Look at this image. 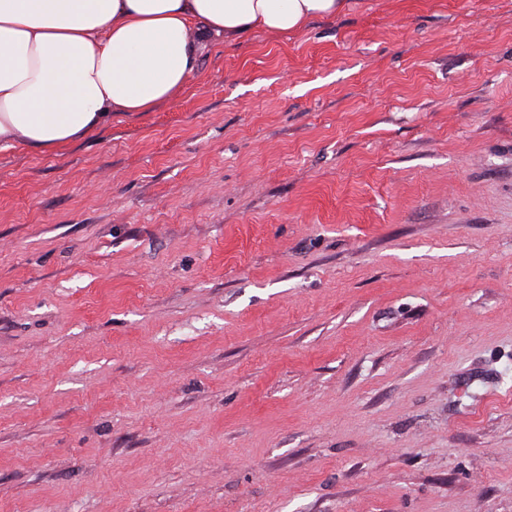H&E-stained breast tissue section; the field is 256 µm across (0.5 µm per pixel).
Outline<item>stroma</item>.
<instances>
[{"label":"stroma","instance_id":"1","mask_svg":"<svg viewBox=\"0 0 512 512\" xmlns=\"http://www.w3.org/2000/svg\"><path fill=\"white\" fill-rule=\"evenodd\" d=\"M0 512H512V0L0 149Z\"/></svg>","mask_w":512,"mask_h":512}]
</instances>
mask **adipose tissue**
<instances>
[{"label": "adipose tissue", "mask_w": 512, "mask_h": 512, "mask_svg": "<svg viewBox=\"0 0 512 512\" xmlns=\"http://www.w3.org/2000/svg\"><path fill=\"white\" fill-rule=\"evenodd\" d=\"M345 0H0V148L53 154L186 86L211 37L288 34Z\"/></svg>", "instance_id": "ef3b65f1"}]
</instances>
